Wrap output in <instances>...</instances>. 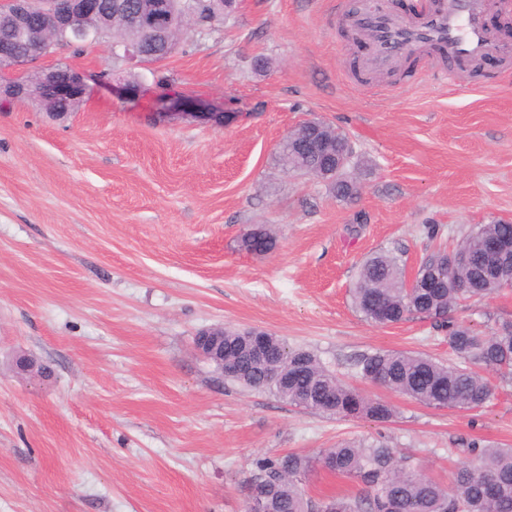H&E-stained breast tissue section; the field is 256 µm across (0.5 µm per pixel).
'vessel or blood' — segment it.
<instances>
[{"mask_svg": "<svg viewBox=\"0 0 512 512\" xmlns=\"http://www.w3.org/2000/svg\"><path fill=\"white\" fill-rule=\"evenodd\" d=\"M487 8V0H440L436 6L422 0L414 21L381 7L352 17L350 23L371 36L372 52L364 63L367 72L389 70L409 52L430 46L467 64L492 54L512 55L511 47L490 36Z\"/></svg>", "mask_w": 512, "mask_h": 512, "instance_id": "b4317fda", "label": "vessel or blood"}]
</instances>
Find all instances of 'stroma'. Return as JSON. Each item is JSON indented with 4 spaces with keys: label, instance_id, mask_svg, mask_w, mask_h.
<instances>
[{
    "label": "stroma",
    "instance_id": "stroma-1",
    "mask_svg": "<svg viewBox=\"0 0 512 512\" xmlns=\"http://www.w3.org/2000/svg\"><path fill=\"white\" fill-rule=\"evenodd\" d=\"M337 2L239 0L158 63L113 57L108 36L80 53L58 43L31 69L92 75L74 112L0 100V512H244L261 458L384 440L448 484L462 441L512 446V382L462 412L363 379L367 352L451 354L432 320L378 327L349 293L373 253L411 275L512 219V65L472 74L424 54L372 90ZM314 117L353 146V203L277 164ZM255 224L273 252L240 248ZM455 316L489 331L512 319V293ZM222 324L313 351L395 417L334 418L225 380L194 346ZM21 354L50 376L16 373Z\"/></svg>",
    "mask_w": 512,
    "mask_h": 512
}]
</instances>
